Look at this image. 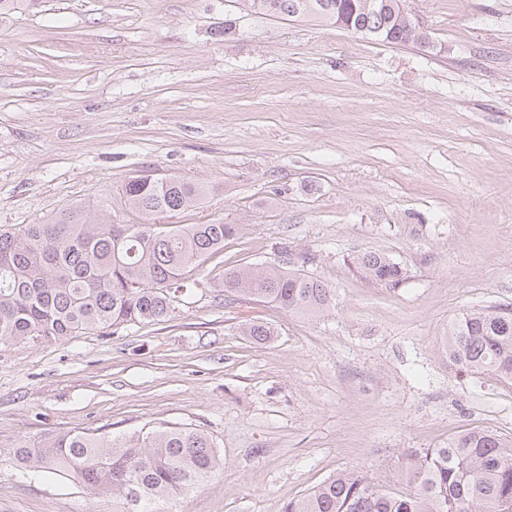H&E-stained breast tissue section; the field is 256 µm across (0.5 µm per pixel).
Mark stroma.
I'll list each match as a JSON object with an SVG mask.
<instances>
[{
	"label": "stroma",
	"instance_id": "1",
	"mask_svg": "<svg viewBox=\"0 0 512 512\" xmlns=\"http://www.w3.org/2000/svg\"><path fill=\"white\" fill-rule=\"evenodd\" d=\"M406 2L426 45L239 0L0 9V228L76 204L145 223L123 196L144 174L211 189L165 223L247 227L165 321L0 344V512H120L23 477L14 448L67 432L209 434L219 469L168 512H283L352 470L404 491L409 452L471 430L512 440V381L440 349L459 313L512 305V0ZM366 250L405 281L353 270ZM286 262L333 306L225 304V270ZM253 321L273 336H244Z\"/></svg>",
	"mask_w": 512,
	"mask_h": 512
}]
</instances>
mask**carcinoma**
I'll return each mask as SVG.
<instances>
[{
    "instance_id": "1",
    "label": "carcinoma",
    "mask_w": 512,
    "mask_h": 512,
    "mask_svg": "<svg viewBox=\"0 0 512 512\" xmlns=\"http://www.w3.org/2000/svg\"><path fill=\"white\" fill-rule=\"evenodd\" d=\"M403 0H375L370 24H385L388 43L410 38L393 19ZM298 16L337 24L318 0H304ZM245 10L288 15V0H242ZM133 208L151 217L194 208L206 187L179 177L150 175L123 189ZM244 224H114L102 212L72 205L43 224L0 229V343L50 342L84 330H115L162 322L187 289L192 272L243 234ZM356 272L391 286L405 272L384 252L353 258ZM258 300L297 315L330 308L333 290L297 269L251 263L224 275V301ZM243 332L257 343L273 331L251 322ZM448 361L470 373L491 372L512 380V307H487L459 315L448 328ZM14 457L24 473H52L94 494L112 492L124 512H163L161 503L196 487L219 466L209 436L191 427L163 426L103 441L87 433H64L37 446H20ZM413 485L406 492L377 486L345 471L283 512H512V443L490 431L455 435L440 448L408 454Z\"/></svg>"
}]
</instances>
